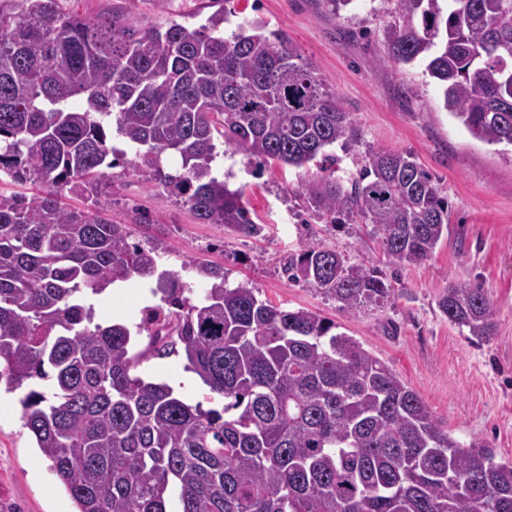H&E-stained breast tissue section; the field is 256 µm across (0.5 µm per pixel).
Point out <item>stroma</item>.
<instances>
[{
    "label": "stroma",
    "instance_id": "stroma-1",
    "mask_svg": "<svg viewBox=\"0 0 512 512\" xmlns=\"http://www.w3.org/2000/svg\"><path fill=\"white\" fill-rule=\"evenodd\" d=\"M237 18L263 19L281 31L336 93L349 112L356 143L339 151V173L352 178L369 150L411 153L434 175L448 199L449 230L422 264L397 265L384 256L371 227L334 224L309 208L307 175L271 162L256 168L227 150L220 171L263 230L245 236L221 224H203L179 199L146 183L132 163L105 170L101 180L114 223L129 224L133 240L159 239L162 269L178 273L201 295L204 283L187 269L203 260L224 268L232 282L246 281L274 305L305 308L334 321L385 362L423 400L432 417L459 440L481 438L502 462L512 461V156L474 139L443 106L439 85L421 62L379 63L384 31L397 22L391 0H354L333 13L320 0H230ZM63 11L94 18L128 13L136 25L174 20L199 27L218 10L217 0H60ZM156 221L151 230L130 224L132 211ZM313 241L351 265L383 270L392 288L378 305L341 309L319 290L288 281L289 256ZM454 283L481 285L493 304L495 333L480 342L449 323L438 301ZM160 299L142 280L105 293L96 303L99 322L137 328L145 308ZM143 378L173 383L189 404L206 402L209 390L189 374L184 356L142 361ZM22 391H0V512H74L75 506L23 425Z\"/></svg>",
    "mask_w": 512,
    "mask_h": 512
}]
</instances>
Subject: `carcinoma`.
<instances>
[{"label": "carcinoma", "instance_id": "carcinoma-1", "mask_svg": "<svg viewBox=\"0 0 512 512\" xmlns=\"http://www.w3.org/2000/svg\"><path fill=\"white\" fill-rule=\"evenodd\" d=\"M378 62L426 60L445 109L468 133L512 146V0H391ZM222 8L190 29L134 28L123 16L66 13L58 0H0V173L41 196L0 194V380L75 512H512V462L480 438L442 429L419 395L333 321L260 300L247 282L200 262V300L159 270L157 240L130 241L100 200L102 168L136 147L140 175L181 198L202 224L258 235L213 163L218 146L258 162L313 165L309 207L331 223L359 216L388 259L420 264L448 231V199L407 152L372 150L358 176L329 149L355 134L336 95L261 19L224 34ZM83 107H71L72 99ZM173 157L182 173L164 172ZM86 194V210L61 205ZM288 280L344 310L379 304L391 284L308 243ZM156 277L164 306L145 310L132 350L122 323H93L89 295ZM448 321L488 340L493 309L477 285H451ZM183 354L223 401L189 405L135 374ZM51 385L44 388L42 382Z\"/></svg>", "mask_w": 512, "mask_h": 512}]
</instances>
